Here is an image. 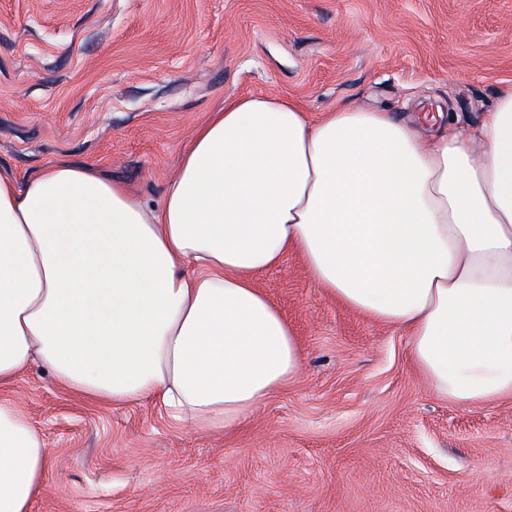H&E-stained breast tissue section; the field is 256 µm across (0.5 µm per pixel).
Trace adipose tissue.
<instances>
[{"mask_svg":"<svg viewBox=\"0 0 512 512\" xmlns=\"http://www.w3.org/2000/svg\"><path fill=\"white\" fill-rule=\"evenodd\" d=\"M313 283L401 329L438 396H512V88L427 132L340 105L242 96L195 128L160 206L98 167L0 169V386L40 362L75 396L236 430L303 354L256 274ZM50 450L0 401V512H31Z\"/></svg>","mask_w":512,"mask_h":512,"instance_id":"ef3b65f1","label":"adipose tissue"}]
</instances>
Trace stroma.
Instances as JSON below:
<instances>
[{
	"instance_id": "obj_1",
	"label": "stroma",
	"mask_w": 512,
	"mask_h": 512,
	"mask_svg": "<svg viewBox=\"0 0 512 512\" xmlns=\"http://www.w3.org/2000/svg\"><path fill=\"white\" fill-rule=\"evenodd\" d=\"M510 85L512 0H0V168L92 163L151 206L227 99L428 127L477 121ZM254 284L304 367L234 432L77 399L37 364L0 389L51 450L32 512H512V398L433 396L405 332L317 288L299 254Z\"/></svg>"
}]
</instances>
